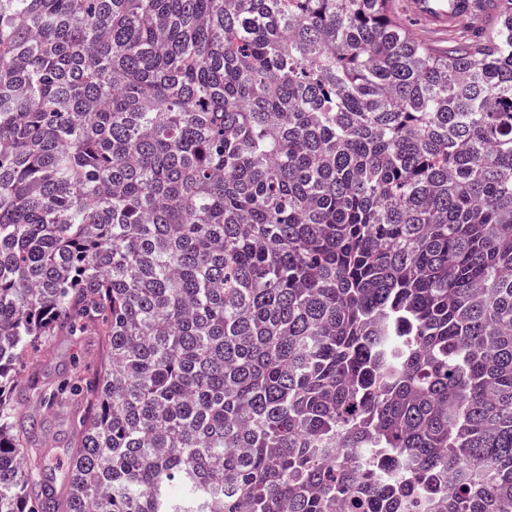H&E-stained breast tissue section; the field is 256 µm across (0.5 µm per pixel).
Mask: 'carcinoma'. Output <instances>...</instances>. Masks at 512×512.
<instances>
[{
    "instance_id": "obj_1",
    "label": "carcinoma",
    "mask_w": 512,
    "mask_h": 512,
    "mask_svg": "<svg viewBox=\"0 0 512 512\" xmlns=\"http://www.w3.org/2000/svg\"><path fill=\"white\" fill-rule=\"evenodd\" d=\"M0 0V512H512V0ZM100 336L48 389L29 347ZM83 408L61 471L24 416ZM413 10L440 26L453 25L467 16L472 0H411Z\"/></svg>"
}]
</instances>
